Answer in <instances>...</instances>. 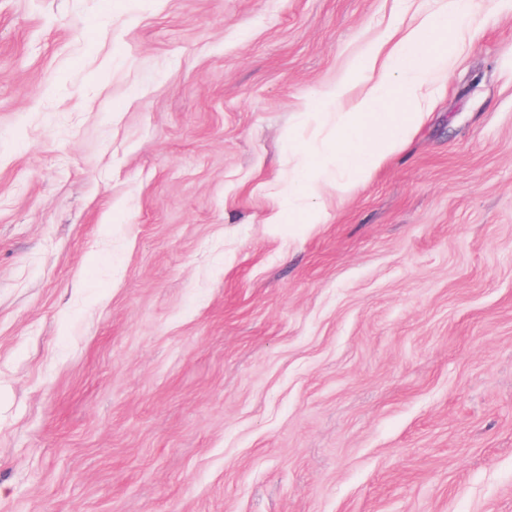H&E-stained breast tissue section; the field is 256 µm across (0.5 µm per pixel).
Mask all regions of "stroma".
Listing matches in <instances>:
<instances>
[{"label": "stroma", "instance_id": "1", "mask_svg": "<svg viewBox=\"0 0 512 512\" xmlns=\"http://www.w3.org/2000/svg\"><path fill=\"white\" fill-rule=\"evenodd\" d=\"M447 2L0 0V512H512V0L288 205Z\"/></svg>", "mask_w": 512, "mask_h": 512}]
</instances>
